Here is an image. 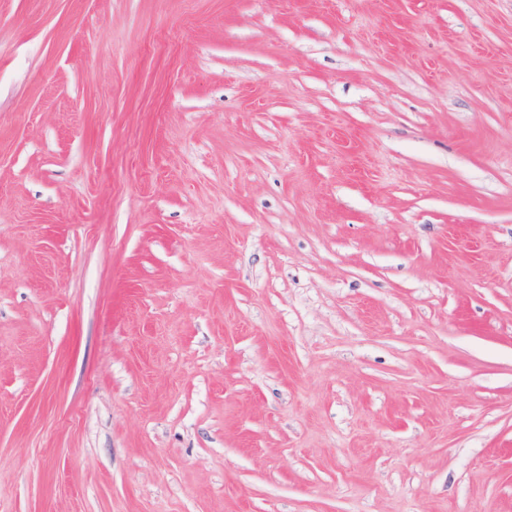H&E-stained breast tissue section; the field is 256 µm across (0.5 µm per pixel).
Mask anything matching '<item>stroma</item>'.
I'll return each instance as SVG.
<instances>
[{
  "mask_svg": "<svg viewBox=\"0 0 512 512\" xmlns=\"http://www.w3.org/2000/svg\"><path fill=\"white\" fill-rule=\"evenodd\" d=\"M0 512H512V0H0Z\"/></svg>",
  "mask_w": 512,
  "mask_h": 512,
  "instance_id": "35a3bbf8",
  "label": "stroma"
}]
</instances>
